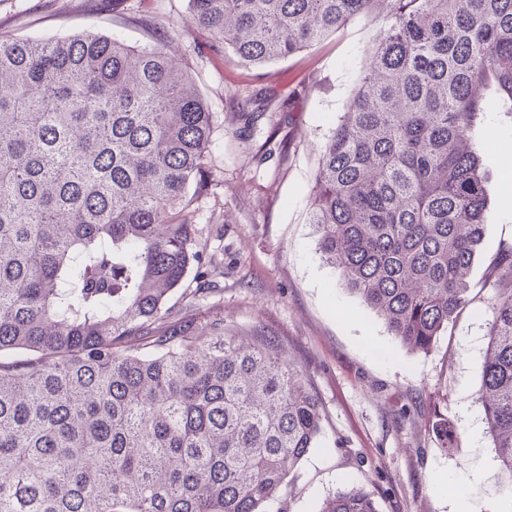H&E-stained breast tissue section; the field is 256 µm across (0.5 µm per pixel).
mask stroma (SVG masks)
I'll list each match as a JSON object with an SVG mask.
<instances>
[{
    "instance_id": "1",
    "label": "stroma",
    "mask_w": 512,
    "mask_h": 512,
    "mask_svg": "<svg viewBox=\"0 0 512 512\" xmlns=\"http://www.w3.org/2000/svg\"><path fill=\"white\" fill-rule=\"evenodd\" d=\"M187 0H0V35L109 34L165 43L212 115L209 187L193 202L198 247L224 322L279 336L325 409L320 448L264 512H315L359 487L379 512H512L477 391L487 349L488 265L512 242V165L484 153L491 222L468 275L471 304L426 352H413L342 284L307 221L322 146L349 104L378 32L356 20L315 46L243 63L188 22ZM457 431L441 446L431 406Z\"/></svg>"
}]
</instances>
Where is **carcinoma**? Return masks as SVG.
I'll use <instances>...</instances> for the list:
<instances>
[{"mask_svg": "<svg viewBox=\"0 0 512 512\" xmlns=\"http://www.w3.org/2000/svg\"><path fill=\"white\" fill-rule=\"evenodd\" d=\"M244 62L382 24L320 154L309 223L346 288L415 351L468 299L483 157L512 112V0H188ZM210 112L164 46L0 36V512H258L324 411L282 340L172 315ZM478 390L512 483V244L491 262ZM318 512H379L362 489ZM485 136L489 141L512 143V115L505 112H488L484 131L476 130L473 141L481 147L485 143Z\"/></svg>", "mask_w": 512, "mask_h": 512, "instance_id": "carcinoma-1", "label": "carcinoma"}]
</instances>
